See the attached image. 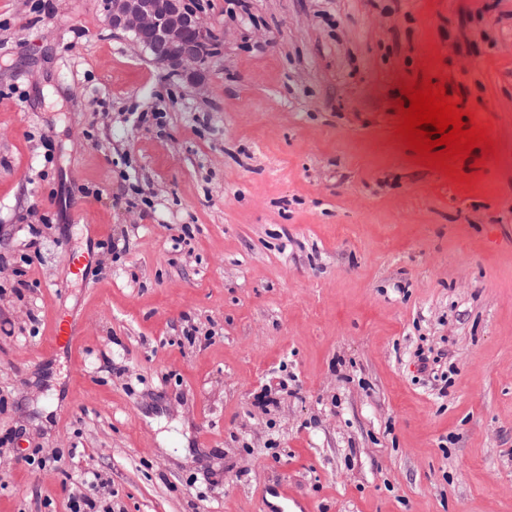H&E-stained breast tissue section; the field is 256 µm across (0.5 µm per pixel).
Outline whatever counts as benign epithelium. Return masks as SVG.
<instances>
[{
	"mask_svg": "<svg viewBox=\"0 0 512 512\" xmlns=\"http://www.w3.org/2000/svg\"><path fill=\"white\" fill-rule=\"evenodd\" d=\"M108 22L112 31L131 35L159 65L192 84L205 82L201 48L209 31L185 0H112Z\"/></svg>",
	"mask_w": 512,
	"mask_h": 512,
	"instance_id": "obj_1",
	"label": "benign epithelium"
}]
</instances>
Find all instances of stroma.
I'll list each match as a JSON object with an SVG mask.
<instances>
[{"label":"stroma","instance_id":"obj_1","mask_svg":"<svg viewBox=\"0 0 512 512\" xmlns=\"http://www.w3.org/2000/svg\"><path fill=\"white\" fill-rule=\"evenodd\" d=\"M186 2L200 87L106 0H0V512L89 470L114 512H512V0ZM424 73L497 149L464 182L395 133Z\"/></svg>","mask_w":512,"mask_h":512}]
</instances>
